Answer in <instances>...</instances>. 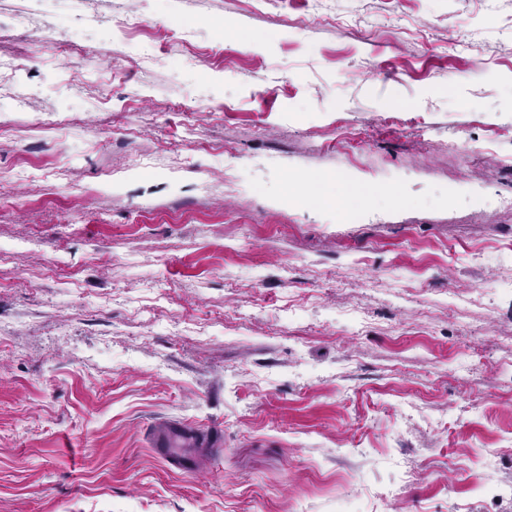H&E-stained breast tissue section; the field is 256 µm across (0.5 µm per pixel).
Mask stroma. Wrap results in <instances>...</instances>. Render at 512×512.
I'll use <instances>...</instances> for the list:
<instances>
[{
    "mask_svg": "<svg viewBox=\"0 0 512 512\" xmlns=\"http://www.w3.org/2000/svg\"><path fill=\"white\" fill-rule=\"evenodd\" d=\"M0 250V512H512V0H0ZM152 445L157 455L176 465L192 469L195 456L190 453L174 451L173 448H211L217 450L215 444L208 436L202 434L194 427L173 424L158 429L152 438Z\"/></svg>",
    "mask_w": 512,
    "mask_h": 512,
    "instance_id": "35a3bbf8",
    "label": "stroma"
}]
</instances>
